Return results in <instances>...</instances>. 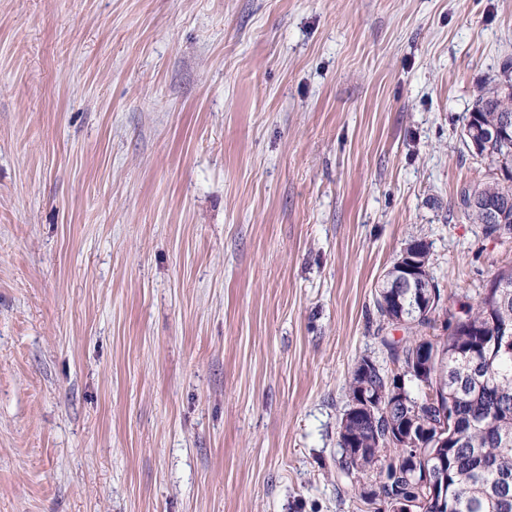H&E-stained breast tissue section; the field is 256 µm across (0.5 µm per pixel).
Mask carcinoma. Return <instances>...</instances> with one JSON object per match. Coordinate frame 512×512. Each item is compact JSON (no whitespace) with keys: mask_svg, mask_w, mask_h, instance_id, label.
<instances>
[{"mask_svg":"<svg viewBox=\"0 0 512 512\" xmlns=\"http://www.w3.org/2000/svg\"><path fill=\"white\" fill-rule=\"evenodd\" d=\"M472 111L485 123L512 114V95L499 87L480 93ZM482 157L497 164L512 162V140L483 147ZM473 191L506 202L505 226L512 231V185L491 180L464 187L457 197L463 206ZM389 270L376 289V307L387 322L398 325L394 291L387 287ZM493 277L505 288H484L477 301L450 314L446 336H429L434 316H418L403 324L412 336L398 341L382 338L393 368L376 367L360 357L348 379V406L359 400L368 383L387 401L391 386L402 381L417 411L407 416L382 407L374 416L344 413L339 425L342 448L336 478L350 481L367 512H382L389 499L417 500L418 512H435L431 490L419 486L415 467H426L437 478L452 512H512V265ZM455 426L440 435L438 426ZM414 429L415 447L398 445V434ZM378 485L368 493L365 487Z\"/></svg>","mask_w":512,"mask_h":512,"instance_id":"1","label":"carcinoma"}]
</instances>
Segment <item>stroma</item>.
Returning <instances> with one entry per match:
<instances>
[{
	"label": "stroma",
	"mask_w": 512,
	"mask_h": 512,
	"mask_svg": "<svg viewBox=\"0 0 512 512\" xmlns=\"http://www.w3.org/2000/svg\"><path fill=\"white\" fill-rule=\"evenodd\" d=\"M512 0H0V512H360L374 294L512 265L455 204ZM420 263H423V265H420ZM423 266V257L413 258L405 254L402 261H400L401 271L397 288H422L419 278Z\"/></svg>",
	"instance_id": "stroma-1"
}]
</instances>
